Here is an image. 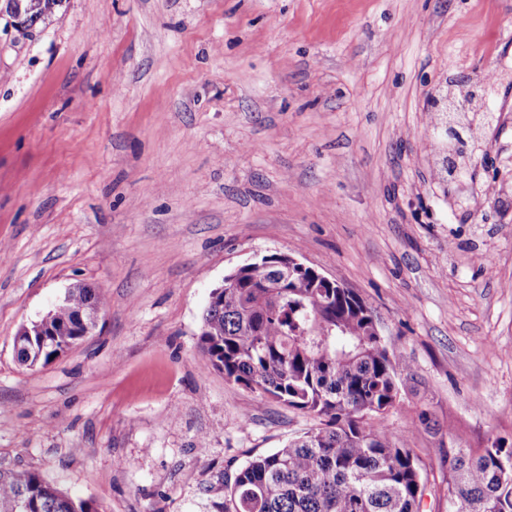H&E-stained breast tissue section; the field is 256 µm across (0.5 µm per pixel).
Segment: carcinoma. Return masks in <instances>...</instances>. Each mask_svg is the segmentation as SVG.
Segmentation results:
<instances>
[{
    "instance_id": "1",
    "label": "carcinoma",
    "mask_w": 512,
    "mask_h": 512,
    "mask_svg": "<svg viewBox=\"0 0 512 512\" xmlns=\"http://www.w3.org/2000/svg\"><path fill=\"white\" fill-rule=\"evenodd\" d=\"M105 295L82 286L56 305L59 328ZM79 340L35 336L19 360L45 365ZM199 348L231 381L315 426L254 457L227 486L215 512H421L424 468L408 436L379 427L400 401L403 359L377 335L373 311L348 288H329L310 270L282 274L278 259L241 270L204 310ZM454 512H512V448L473 455L449 449ZM0 512H99L37 472L0 465Z\"/></svg>"
}]
</instances>
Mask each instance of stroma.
Wrapping results in <instances>:
<instances>
[{"mask_svg":"<svg viewBox=\"0 0 512 512\" xmlns=\"http://www.w3.org/2000/svg\"><path fill=\"white\" fill-rule=\"evenodd\" d=\"M475 82L494 118L452 175L434 99ZM0 243V461L99 512H214L312 424L198 347L225 275L287 253L408 360L384 423L423 459V512H448L443 453L512 446V0L0 16ZM79 284L106 297L96 328L20 366L19 329Z\"/></svg>","mask_w":512,"mask_h":512,"instance_id":"1","label":"stroma"}]
</instances>
